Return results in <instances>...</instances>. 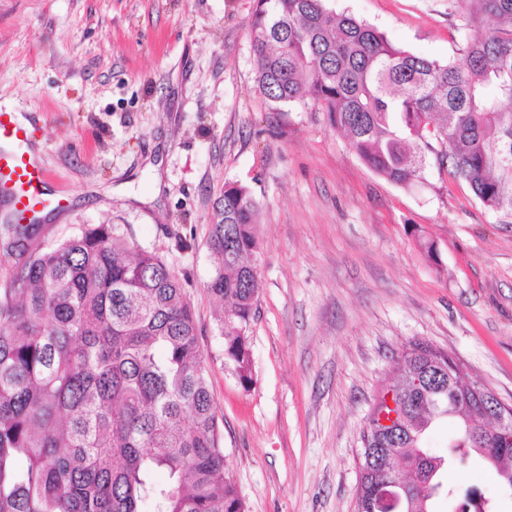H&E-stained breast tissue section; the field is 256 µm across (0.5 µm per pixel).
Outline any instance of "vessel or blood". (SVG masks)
<instances>
[{"mask_svg":"<svg viewBox=\"0 0 512 512\" xmlns=\"http://www.w3.org/2000/svg\"><path fill=\"white\" fill-rule=\"evenodd\" d=\"M35 132L0 102V220L33 224L65 208V190L51 189L54 174L34 156Z\"/></svg>","mask_w":512,"mask_h":512,"instance_id":"b4317fda","label":"vessel or blood"}]
</instances>
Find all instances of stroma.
<instances>
[{"label":"stroma","instance_id":"35a3bbf8","mask_svg":"<svg viewBox=\"0 0 512 512\" xmlns=\"http://www.w3.org/2000/svg\"><path fill=\"white\" fill-rule=\"evenodd\" d=\"M254 5L0 0V101L36 120V156L69 189L50 241L112 224L179 279L246 512H355L360 428L410 343L447 350L512 405V215L433 163L412 185L388 181L313 105L271 110ZM327 5L419 56L464 46L458 0ZM228 183L260 204L247 389L224 363L208 288Z\"/></svg>","mask_w":512,"mask_h":512}]
</instances>
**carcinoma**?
Returning <instances> with one entry per match:
<instances>
[{
    "instance_id": "carcinoma-1",
    "label": "carcinoma",
    "mask_w": 512,
    "mask_h": 512,
    "mask_svg": "<svg viewBox=\"0 0 512 512\" xmlns=\"http://www.w3.org/2000/svg\"><path fill=\"white\" fill-rule=\"evenodd\" d=\"M466 44L447 62L393 46L376 28L325 0H255L259 92L277 110L312 102L359 158L408 185L427 155L487 209L512 212V0H462ZM252 192L224 185L209 243L220 264L208 284L221 302L225 364L253 380L249 329L260 291ZM41 224H0V255L18 273L0 288V512H245L226 475L208 371L183 288L158 255L130 246L112 224L62 242H35ZM393 389L411 404L393 440L374 407L359 439L367 464L361 512H371L394 463L402 512L471 500L445 483L453 465L481 458L512 499V442L478 447L448 392V353L413 342L395 361ZM458 420L448 458L429 448L434 426ZM167 475L164 482L155 473Z\"/></svg>"
}]
</instances>
